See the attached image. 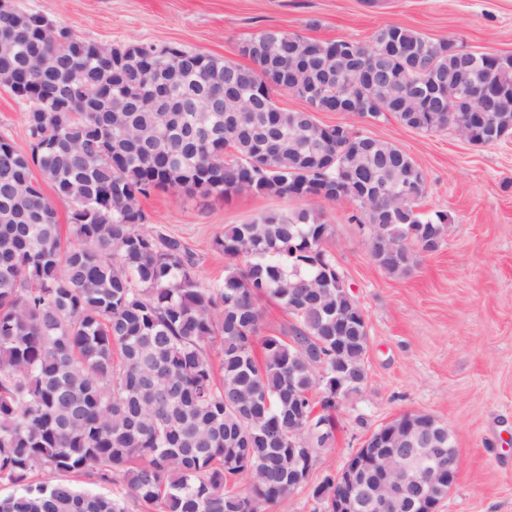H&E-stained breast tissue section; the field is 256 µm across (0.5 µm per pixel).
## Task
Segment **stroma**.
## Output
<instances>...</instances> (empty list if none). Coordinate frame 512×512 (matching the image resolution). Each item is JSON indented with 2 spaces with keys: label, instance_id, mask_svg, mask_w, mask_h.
<instances>
[{
  "label": "stroma",
  "instance_id": "1",
  "mask_svg": "<svg viewBox=\"0 0 512 512\" xmlns=\"http://www.w3.org/2000/svg\"><path fill=\"white\" fill-rule=\"evenodd\" d=\"M77 37L109 47L178 45L240 62V42L268 28L327 41L370 40L396 24L466 51L512 55V0H13ZM26 106L0 86V136L26 151ZM406 151L427 176L423 211L448 215V233L406 277L369 257L367 227L355 205L323 203L331 226L325 248L366 319L368 380L336 411L331 447L319 449L310 485L338 471L365 437L406 412L434 416L452 432L457 479L437 512H512V135L479 146L452 131L427 133L387 117L375 124L321 112ZM140 204L156 231L196 255L199 280H223L214 246L230 224L302 199L241 193L230 198L153 191Z\"/></svg>",
  "mask_w": 512,
  "mask_h": 512
}]
</instances>
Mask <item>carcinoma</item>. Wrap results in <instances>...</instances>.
Returning <instances> with one entry per match:
<instances>
[{"instance_id":"obj_1","label":"carcinoma","mask_w":512,"mask_h":512,"mask_svg":"<svg viewBox=\"0 0 512 512\" xmlns=\"http://www.w3.org/2000/svg\"><path fill=\"white\" fill-rule=\"evenodd\" d=\"M38 18L0 14V78L14 76L24 97L46 108L26 113L30 151L0 136V484L13 487L0 495V512H255L287 498L297 491L288 440L312 435L319 448L331 444L336 375L347 378L344 398L360 394L368 378L367 324L341 330L336 321L357 300L324 249L330 225L319 200L227 226L214 240L229 260L224 281L204 285L195 253L151 231L140 198L173 188L302 199L337 185L324 200L355 204L354 220L369 226L371 259L394 276L440 247L447 214L419 210L424 172L392 143L374 139L360 156L335 127L277 107L234 116L156 112L144 83L168 60L154 45L103 88L127 47L97 57L93 42L63 27L53 44ZM249 41L265 53L251 66L177 48L186 74L166 75L174 93L219 94L227 74L241 92L272 104L282 85L269 69L286 75L306 52L315 67L289 85L302 98L322 66L359 47L396 43L405 55L384 60L387 81L360 94L354 76H342L316 106L334 112L332 95L347 93L370 124L391 114L436 132L450 119L468 124V96L478 92L496 134L512 133L511 55L467 61L453 41L397 25L367 42L282 30ZM66 83L100 89L110 111L82 112L79 100L72 112L49 111ZM433 83L443 86L447 111H401L410 97L430 99ZM35 168L71 203L66 234L33 183ZM409 173L415 192L405 211L360 201ZM265 299L288 311L278 336L262 335ZM246 474L247 488L229 486ZM331 480L311 489L325 510ZM108 483L122 493L92 490Z\"/></svg>"}]
</instances>
